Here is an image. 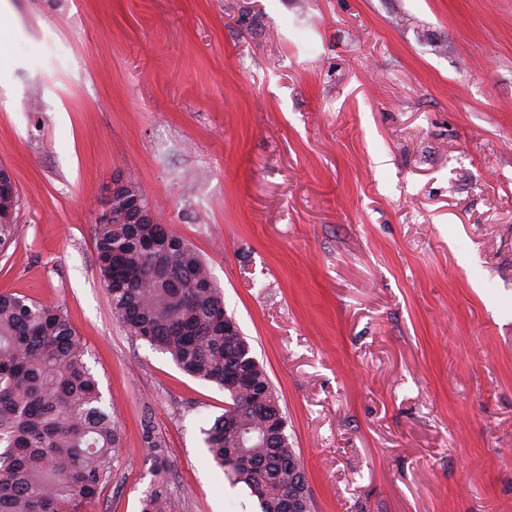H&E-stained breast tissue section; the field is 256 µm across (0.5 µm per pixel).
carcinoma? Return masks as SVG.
I'll use <instances>...</instances> for the list:
<instances>
[{
    "label": "carcinoma",
    "mask_w": 512,
    "mask_h": 512,
    "mask_svg": "<svg viewBox=\"0 0 512 512\" xmlns=\"http://www.w3.org/2000/svg\"><path fill=\"white\" fill-rule=\"evenodd\" d=\"M0 165V213L19 196ZM17 232L0 222V251ZM97 266L112 313L131 336L171 356L186 374L224 389V413L204 430L214 462L245 485L260 512H311L310 486L286 434L265 369L224 309V296L194 245L166 224L97 228ZM86 352L63 309L0 294V512H86L112 476L121 448ZM154 479L141 512H173L166 447L147 432Z\"/></svg>",
    "instance_id": "1"
}]
</instances>
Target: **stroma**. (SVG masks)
<instances>
[{"instance_id": "1", "label": "stroma", "mask_w": 512, "mask_h": 512, "mask_svg": "<svg viewBox=\"0 0 512 512\" xmlns=\"http://www.w3.org/2000/svg\"><path fill=\"white\" fill-rule=\"evenodd\" d=\"M0 294L61 307L122 435L87 512H259L224 392L112 314L115 177L206 260L312 512H512V0H9ZM6 168V167H5ZM7 171L10 173L8 168ZM4 169V166L0 165V213L8 215L12 212V218L8 222H0V251L7 249L14 241L16 232H17V224H15L16 213L19 203V196L16 188L12 191L10 189V185L13 183L9 173ZM1 185H4L7 188L1 189ZM13 186L14 183H13ZM144 443L154 463V479L140 500V512H173V502L165 478L168 465L166 447L148 431L144 435Z\"/></svg>"}]
</instances>
